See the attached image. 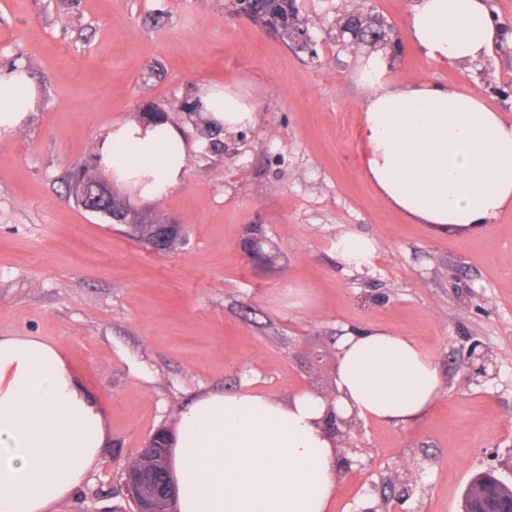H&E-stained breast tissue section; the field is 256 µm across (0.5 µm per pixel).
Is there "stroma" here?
<instances>
[{
  "instance_id": "1",
  "label": "stroma",
  "mask_w": 512,
  "mask_h": 512,
  "mask_svg": "<svg viewBox=\"0 0 512 512\" xmlns=\"http://www.w3.org/2000/svg\"><path fill=\"white\" fill-rule=\"evenodd\" d=\"M14 62L40 94L29 122L0 140V337L58 346L107 433L97 472L52 512H126L115 475L199 392L330 393L347 328L413 339L442 392L416 426L359 422L333 512H458L474 473L512 470V208L461 239L384 203L358 149L360 57L332 49L310 64L251 19L226 17L224 0H0V67ZM388 78L467 82L512 122V100L413 45ZM204 87L254 111L220 155L179 109ZM153 115L192 144L181 187L147 202L119 183L112 192L183 226L187 244L166 254L85 211L64 183L112 124ZM253 224L276 265L243 258ZM345 231L374 241L369 266L337 258ZM475 340L494 376L465 369ZM407 475L414 494L399 504L393 483Z\"/></svg>"
}]
</instances>
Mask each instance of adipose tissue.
<instances>
[{
    "label": "adipose tissue",
    "mask_w": 512,
    "mask_h": 512,
    "mask_svg": "<svg viewBox=\"0 0 512 512\" xmlns=\"http://www.w3.org/2000/svg\"><path fill=\"white\" fill-rule=\"evenodd\" d=\"M407 38L429 59L468 72L495 46L512 47V28L493 19L488 0H414ZM387 71L379 53L363 65L366 177L414 223L479 234L512 207V124L465 87L393 86ZM38 95L24 65L0 69V138L25 124ZM203 96L225 132L252 122L235 96ZM95 157L151 200L181 186L188 146L171 124L122 122ZM338 350L340 416L412 426L441 394L437 364L408 337L354 330ZM326 405L307 391L287 404L249 389L196 396L170 438L179 512H330L339 463L322 424ZM105 441L100 404L58 347L0 337V512H49L83 488Z\"/></svg>",
    "instance_id": "1"
}]
</instances>
